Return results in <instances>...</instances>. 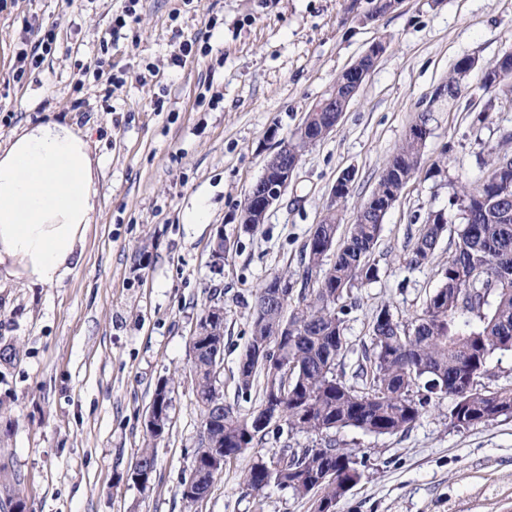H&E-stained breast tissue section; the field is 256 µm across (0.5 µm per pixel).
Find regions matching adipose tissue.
Here are the masks:
<instances>
[{"label": "adipose tissue", "mask_w": 512, "mask_h": 512, "mask_svg": "<svg viewBox=\"0 0 512 512\" xmlns=\"http://www.w3.org/2000/svg\"><path fill=\"white\" fill-rule=\"evenodd\" d=\"M88 135L48 118L0 143V275L32 287L63 283L96 223L97 171Z\"/></svg>", "instance_id": "adipose-tissue-1"}]
</instances>
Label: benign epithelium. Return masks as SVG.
I'll return each instance as SVG.
<instances>
[{"label":"benign epithelium","instance_id":"obj_1","mask_svg":"<svg viewBox=\"0 0 512 512\" xmlns=\"http://www.w3.org/2000/svg\"><path fill=\"white\" fill-rule=\"evenodd\" d=\"M386 50V42L376 41L360 57L356 64L345 69L336 79L334 90L317 103L308 113L305 121L297 128L292 138L282 142L280 149L265 164L260 178L252 186L241 211V223L262 224L268 210L280 199L298 167L302 154L309 146L326 138L336 129V125L353 102L366 75L375 65L379 56ZM478 67V60L465 56L459 60L457 82L448 86L439 85L432 95L419 106V117L411 125L407 137L427 140L431 134L430 113L437 111V105L446 101L453 104L465 89L464 82L469 73ZM482 89L489 94L486 111L492 112L498 103L497 90L506 77L512 75V50L498 58V62L488 67L481 66ZM413 174L399 178L389 185V191L380 196L381 202L375 204L377 214L383 215L391 209L402 189L411 180ZM354 173L344 171L336 180L332 189L331 201L321 223L330 224L351 193ZM293 293V284L286 279L272 280L269 297L274 303L285 304Z\"/></svg>","mask_w":512,"mask_h":512}]
</instances>
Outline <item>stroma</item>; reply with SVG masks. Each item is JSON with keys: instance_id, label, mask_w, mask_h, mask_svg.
I'll return each mask as SVG.
<instances>
[{"instance_id": "1", "label": "stroma", "mask_w": 512, "mask_h": 512, "mask_svg": "<svg viewBox=\"0 0 512 512\" xmlns=\"http://www.w3.org/2000/svg\"><path fill=\"white\" fill-rule=\"evenodd\" d=\"M125 5L0 0V142L51 115L88 133L102 163L99 222L74 272L56 287L0 283V351L17 352L0 359V463L21 474L29 512H313L312 498L242 481L256 459L275 461L284 446L318 447V436L288 429L226 462L205 499L182 500L201 426L193 330L206 307L222 303L224 402L242 413L257 407L259 389L236 388L257 288L281 272L300 284L303 249L350 169L340 223L348 231L419 101L461 57L481 67L512 47V0H404L369 23L370 0H140L137 22L113 34ZM49 31L50 55L17 74L19 36ZM183 40L198 52L178 67L171 59ZM378 40L386 50L335 131L304 153L264 223L243 226L266 161ZM148 66L154 76L139 80ZM480 67L466 95L432 113L419 167L371 255L378 278L352 291L349 350L336 369L344 380L381 307L407 319L439 286L461 228L456 187L485 175L502 130H512V110L478 122ZM199 204L205 222L184 223ZM440 209L449 221L432 260L408 268L428 213ZM220 236L229 250L218 261ZM164 378L170 422L152 441L144 421ZM452 404L441 400L394 435L330 431L366 463L336 512H512V416L457 427ZM148 446L156 470L141 487L127 473Z\"/></svg>"}]
</instances>
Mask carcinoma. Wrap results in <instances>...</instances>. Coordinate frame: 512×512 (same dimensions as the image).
<instances>
[{"label":"carcinoma","mask_w":512,"mask_h":512,"mask_svg":"<svg viewBox=\"0 0 512 512\" xmlns=\"http://www.w3.org/2000/svg\"><path fill=\"white\" fill-rule=\"evenodd\" d=\"M502 136L500 148L491 153L488 169L500 184L487 191L482 181L460 182L456 197L464 203V226L448 257L443 279L426 298L421 312L403 322L388 306L374 316L370 348L357 365L354 378L365 382L358 391L336 374L349 348L345 335L347 299L352 290L375 281L378 268L370 262L382 229L378 219L358 218L340 244L325 248L319 237L309 242L302 289L295 304H271L258 288L252 312L251 334L243 355L265 348L273 357L283 351L297 363L296 370L280 380L283 399L278 401L288 428L322 435L354 427L376 435H393L414 423L431 404L448 395L455 397L449 418L456 426L489 424L512 413V389L483 390L477 378L491 372L490 358L498 351H512V156ZM423 146L406 138L387 160L403 172L418 168ZM444 224L425 223L407 254L410 266L429 262ZM333 261L323 282L313 279L316 265L327 256ZM509 270L503 277L502 270ZM288 321L294 335L288 343L273 346L272 331ZM211 336L193 345L196 404L201 419L211 417L198 438L193 461L200 462L194 480L184 478L179 493L187 502L206 498L219 470L205 469V458L243 455L262 442L267 430L253 424L256 414L272 404L269 371L262 364L238 374V390L249 393L257 379L262 392L257 408L242 414L228 405L206 407L214 390L210 357ZM364 462L348 448L330 441L318 448H285L268 464L259 460L244 473L243 483L261 491L275 482L270 472L282 474L279 485L295 495L313 494L332 506L363 478ZM20 477L4 486L0 512L25 508L19 497Z\"/></svg>","instance_id":"cac0c4a2"}]
</instances>
